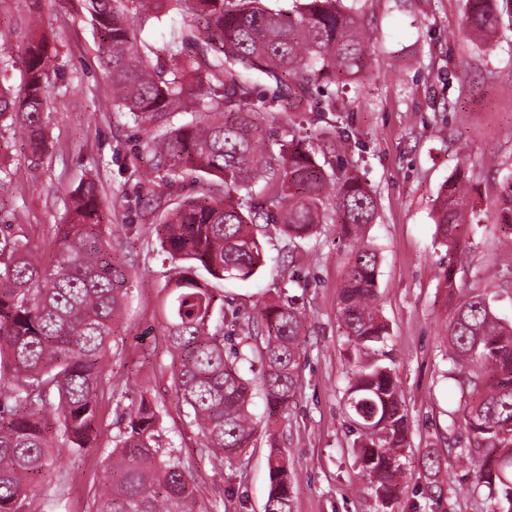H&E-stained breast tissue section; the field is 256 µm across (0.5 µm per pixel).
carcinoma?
Here are the masks:
<instances>
[{
    "instance_id": "cac0c4a2",
    "label": "carcinoma",
    "mask_w": 512,
    "mask_h": 512,
    "mask_svg": "<svg viewBox=\"0 0 512 512\" xmlns=\"http://www.w3.org/2000/svg\"><path fill=\"white\" fill-rule=\"evenodd\" d=\"M85 0L98 43V64L113 105L146 138L154 178L141 182L142 207L156 209L154 185L185 175L217 181L219 189L183 198L153 222L172 259L164 285V336L172 386L204 447L231 459L250 446L251 381L240 351L226 345L224 321L214 319L224 295L199 272L246 280L265 264L258 224H280L305 238L320 224L338 227L346 251L339 316L355 355L384 343L388 328L377 305L376 249L351 243L375 223L377 199L343 165L319 162L288 129L256 122L261 112L336 111L324 88L361 73L369 56L358 16L341 0ZM191 14L194 30L171 29L161 52L139 38L148 22ZM490 0H469L467 27L495 33ZM154 56H149V53ZM57 48L32 38L23 57L20 93L0 90V138L5 132L31 157L46 151L45 99ZM14 68L0 32V78ZM179 114L192 119L174 122ZM464 181L443 188L435 211L440 243L458 246L467 231ZM501 229L512 236V183L501 194ZM106 211L96 182L71 199L48 263L21 233L0 238V512H27L28 491L52 475L60 439L72 454L93 445L99 403L112 387L114 325L125 301L127 268L112 253ZM448 358L459 368V412L476 456L475 487L487 490L491 512H512V322L502 320L477 288L457 304L448 323ZM258 344L267 417L285 412L297 390L305 343L295 302L274 301L247 326ZM361 468L379 506L389 508L404 474L407 411L391 370L363 365L349 386ZM114 449L92 512H196L195 480L175 448L163 443L161 411L143 395L112 438ZM270 491L264 512H293L288 466L276 449L268 458Z\"/></svg>"
}]
</instances>
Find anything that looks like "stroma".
Masks as SVG:
<instances>
[{
    "mask_svg": "<svg viewBox=\"0 0 512 512\" xmlns=\"http://www.w3.org/2000/svg\"><path fill=\"white\" fill-rule=\"evenodd\" d=\"M343 4L368 33L370 56L362 73L340 79L336 111L264 113L259 120L293 126L318 150L351 128L340 160L377 198L378 218L363 240L379 252L378 303L389 328L380 351L402 391L409 442L410 475L388 512H488L487 492L475 489L473 468L460 455L468 440L445 333L471 288L493 295L496 313L512 319V239L499 229L500 195L512 182V0H494L496 36L486 41L465 25L468 0ZM34 16L59 48L46 107L49 148L38 160L18 145L0 153L7 170L0 177V228L13 225L32 245L47 247L79 181L97 182L109 215L105 231L129 270L112 359V379L128 395L103 397L93 447L79 457L61 452L56 477L42 484L27 512H51L50 501L52 512H90L120 419L142 394L157 401L164 439L189 464L204 512H264L274 447L291 474L294 512H379L346 411L357 362L340 327L345 247L336 226L322 224L315 236L291 240L279 225H259L265 266L247 280L215 286L225 314L244 319L264 303L289 299L307 321L299 389L288 410L268 419L262 389L253 387L252 444L238 458L220 461L174 397L162 314L170 262L150 218L135 205L150 173L146 133L113 108L82 0H0V28L12 33L14 58L33 35ZM460 174L468 181L472 228L451 256L436 237L434 205L443 184ZM447 262L456 272L452 293L439 278ZM428 451L441 459L431 477L419 467Z\"/></svg>",
    "mask_w": 512,
    "mask_h": 512,
    "instance_id": "35a3bbf8",
    "label": "stroma"
}]
</instances>
